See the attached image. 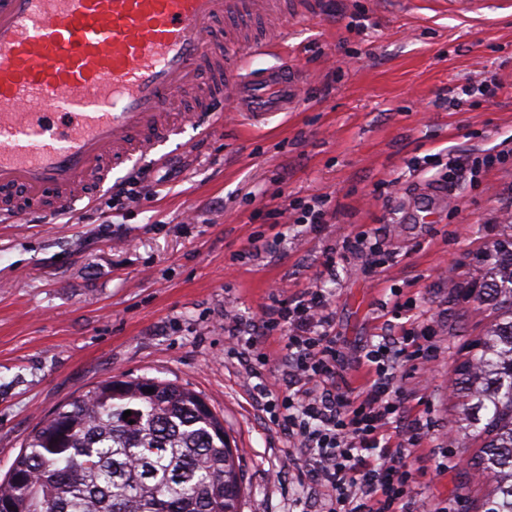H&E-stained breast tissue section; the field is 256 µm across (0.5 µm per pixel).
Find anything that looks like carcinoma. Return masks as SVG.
<instances>
[{"label": "carcinoma", "instance_id": "carcinoma-1", "mask_svg": "<svg viewBox=\"0 0 512 512\" xmlns=\"http://www.w3.org/2000/svg\"><path fill=\"white\" fill-rule=\"evenodd\" d=\"M469 294L494 323L456 368L467 397L457 430L483 440L471 461L492 483L483 512H512V233ZM241 498L240 467L207 403L123 375L41 419L0 480V512H240Z\"/></svg>", "mask_w": 512, "mask_h": 512}]
</instances>
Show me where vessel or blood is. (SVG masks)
<instances>
[{
    "mask_svg": "<svg viewBox=\"0 0 512 512\" xmlns=\"http://www.w3.org/2000/svg\"><path fill=\"white\" fill-rule=\"evenodd\" d=\"M319 12V0H0V223L94 198L180 127L211 130L224 99L256 125L294 111L300 71H251L243 56Z\"/></svg>",
    "mask_w": 512,
    "mask_h": 512,
    "instance_id": "b4317fda",
    "label": "vessel or blood"
}]
</instances>
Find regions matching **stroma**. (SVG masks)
<instances>
[{"label": "stroma", "mask_w": 512, "mask_h": 512, "mask_svg": "<svg viewBox=\"0 0 512 512\" xmlns=\"http://www.w3.org/2000/svg\"><path fill=\"white\" fill-rule=\"evenodd\" d=\"M307 76L296 112L253 127L225 118L210 135L183 127L146 156L113 170L95 200L50 219L0 223V478L26 439L56 407L118 375L146 376L195 391L224 422L242 474L241 512H288L311 477L289 463L288 441L256 402L239 367L224 361V303L258 319L272 289L292 296L322 285L333 296L338 347L353 387L365 383L357 358L388 334L380 309L391 289L415 299L434 328L429 371L403 367L411 414L431 428L412 447L416 498L474 512L488 492L468 464L481 443L457 444L455 390L464 342L492 317L455 285L477 270L476 253L512 226L494 223L512 186V10L458 15L451 0H324L320 16L288 25L278 55ZM493 72L496 99L452 89ZM500 154L478 181L439 191L429 155ZM149 174L154 193L114 205L112 188ZM398 179V192L379 190ZM289 199L325 196L334 211L320 234L303 224L271 226L267 213ZM386 225L388 258L337 262L318 281L327 253L349 234ZM262 237L263 250L249 248ZM456 466L443 469L447 459Z\"/></svg>", "instance_id": "obj_1"}]
</instances>
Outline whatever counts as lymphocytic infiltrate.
Instances as JSON below:
<instances>
[{
    "mask_svg": "<svg viewBox=\"0 0 512 512\" xmlns=\"http://www.w3.org/2000/svg\"><path fill=\"white\" fill-rule=\"evenodd\" d=\"M331 215L324 196L293 200L269 213L274 223L308 225L320 233ZM335 310L319 287L292 298L273 296L258 320L230 318L224 331L231 341L227 357L259 379L267 412L288 438L289 459L312 468L319 490V512H441L436 503L416 501L410 488L407 437H394L407 407L397 384L400 367L411 357L431 361L429 327L400 328L397 335L367 345L361 362L368 379L354 396L336 349ZM280 337V370L265 380L268 354L259 345Z\"/></svg>",
    "mask_w": 512,
    "mask_h": 512,
    "instance_id": "lymphocytic-infiltrate-1",
    "label": "lymphocytic infiltrate"
}]
</instances>
